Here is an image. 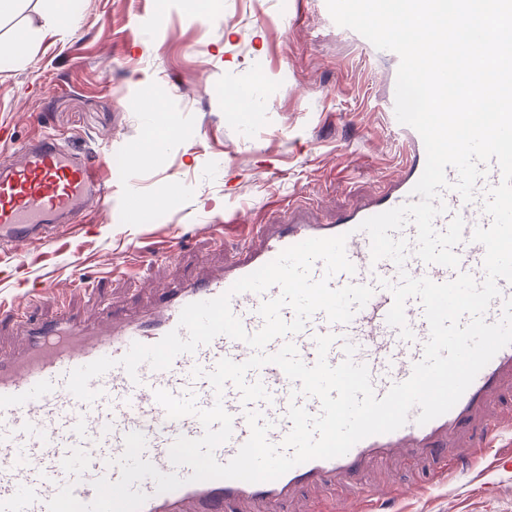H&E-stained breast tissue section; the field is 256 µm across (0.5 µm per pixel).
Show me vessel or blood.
Segmentation results:
<instances>
[{
	"label": "vessel or blood",
	"instance_id": "1",
	"mask_svg": "<svg viewBox=\"0 0 512 512\" xmlns=\"http://www.w3.org/2000/svg\"><path fill=\"white\" fill-rule=\"evenodd\" d=\"M390 128H403L405 155L396 179L374 200L344 214L333 224H307L290 221L275 229L260 227L259 244L223 272L192 281H179L156 292L150 308L135 314L105 315L92 321L70 313L53 323H38L21 318L18 326L24 346L18 352H0V512H48L47 503L66 485L84 504L95 498L93 482L104 478L117 481L116 464L125 450L128 433L141 432L146 445L143 459L164 473L177 472L184 485L169 492H158L152 479L138 482L137 488L147 500L141 512H239L250 505L257 512H286L289 503L305 488L332 487L359 479L376 461L403 463L419 459H443L456 453L478 462L496 448L500 430L506 428L496 407V398L505 382H512V344L499 350L477 374L460 400L447 413L420 425L416 420L386 434L367 437L348 453L332 459H313L299 464L280 478L259 483L234 479L190 481L189 467L173 466L169 452L179 437L198 438L204 433L193 416L169 418L157 402V390L176 396L194 395L198 407L206 409L222 403L233 419L229 441L215 451L220 463H228L250 436L247 410L261 414L271 428L268 439L282 444L291 429L287 418L290 404L305 408L311 415L321 412L317 398L300 395L298 382L283 370L267 364L251 370L248 381L261 382L270 398L245 406L234 384L215 391L207 378L224 358L237 363L253 354L245 342L225 335L199 346L194 352L178 355L166 370L141 364L136 376H129L120 359L132 343H158L179 326L182 309L189 303L230 294V306L248 332L263 325L259 307L280 294L278 287L263 293L231 294L240 278L270 262L285 248L309 238L346 235V255L355 267L354 274L339 273L326 277L325 266L315 262L312 279L329 278L334 289L346 285L372 286L368 303L355 311L346 324L330 322L324 312H316L300 333L292 335L300 359L307 365L317 361L315 339L332 334L336 340L327 353L330 365L345 358L344 345L356 347L354 359L370 372L377 396H384L393 384L407 380L416 362L423 357L429 326L418 300H408L406 317L413 340L401 338L397 328L387 322L393 304L391 292L383 281L398 282L400 273L414 278L426 277L442 283L453 280L458 272L483 280V245L471 239L475 227L489 226L490 217L482 209L488 190L497 186L501 174L496 164L476 186V198L467 203L458 193L446 190L440 200L445 213L434 220L436 230L447 228L454 216H461L464 239L457 246L458 268L423 263L408 252L404 266L383 259L373 261L368 234L361 223L376 214L412 201L411 191L421 177L426 151L419 133L390 120ZM109 186L101 179L94 162L76 157L56 139L46 137L24 145L14 163L0 164V245L18 250L36 241L57 237L60 229L74 227L77 215L88 200L105 199ZM114 359L115 365L93 379L92 389L100 393L93 403L78 400L67 388L69 373L98 358ZM201 376H194V369ZM388 494L386 487L367 484L355 497L334 499L330 512H369L373 503Z\"/></svg>",
	"mask_w": 512,
	"mask_h": 512
}]
</instances>
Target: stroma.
Listing matches in <instances>:
<instances>
[{
    "mask_svg": "<svg viewBox=\"0 0 512 512\" xmlns=\"http://www.w3.org/2000/svg\"><path fill=\"white\" fill-rule=\"evenodd\" d=\"M55 6L21 0L0 19V39L17 43L0 59V153L51 132L72 153L111 156L116 173L81 230L20 259L0 252V349L21 342L14 303L42 320L144 310L152 289L222 270L256 242V226L285 223L292 203L332 223L397 175L403 138L380 102L391 65L321 0H212L203 17L184 0H81L62 28L47 21ZM234 87L247 111L226 109ZM149 92L163 113L145 106ZM163 118L179 139L123 173ZM77 258L89 289L65 285ZM502 440L441 486L429 483L431 461L373 463L369 482L428 486L378 512H512V430Z\"/></svg>",
    "mask_w": 512,
    "mask_h": 512,
    "instance_id": "obj_1",
    "label": "stroma"
}]
</instances>
